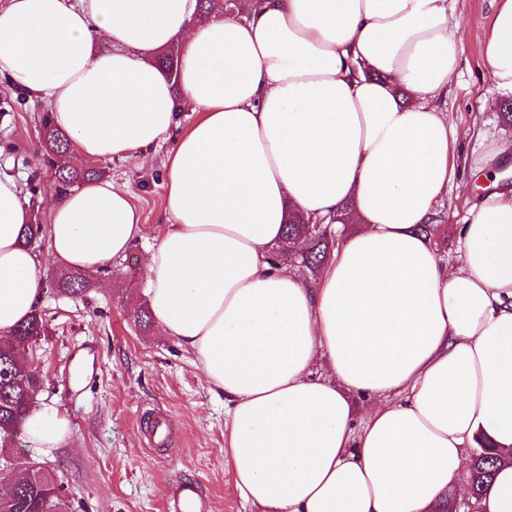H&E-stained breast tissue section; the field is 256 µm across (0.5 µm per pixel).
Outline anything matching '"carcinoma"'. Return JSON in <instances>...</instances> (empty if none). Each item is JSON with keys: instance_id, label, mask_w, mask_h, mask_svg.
Instances as JSON below:
<instances>
[{"instance_id": "cac0c4a2", "label": "carcinoma", "mask_w": 512, "mask_h": 512, "mask_svg": "<svg viewBox=\"0 0 512 512\" xmlns=\"http://www.w3.org/2000/svg\"><path fill=\"white\" fill-rule=\"evenodd\" d=\"M41 137L45 153L52 157L69 150L68 137L57 128L50 116L42 121ZM102 176V171L89 167L79 160L68 163L54 172L56 189L61 194L84 182ZM286 237L303 238L308 247L297 257L299 267L310 273L320 268L330 253L327 234L313 226L299 221L286 225ZM57 291L78 297L91 288V281L81 271L73 270L61 274L54 285ZM45 318L40 308H35L29 319L14 330L12 337L0 340V452L6 453L13 447L14 437L23 426L33 399L41 390L44 375L30 370L21 356L22 345L44 335ZM500 462L495 446L486 439L478 441L470 467L464 481L470 488V498H477L485 482L490 479ZM61 487L53 475L33 469L23 477L15 492L0 497V512H55L61 507Z\"/></svg>"}]
</instances>
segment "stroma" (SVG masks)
<instances>
[{
    "label": "stroma",
    "mask_w": 512,
    "mask_h": 512,
    "mask_svg": "<svg viewBox=\"0 0 512 512\" xmlns=\"http://www.w3.org/2000/svg\"><path fill=\"white\" fill-rule=\"evenodd\" d=\"M504 0H450L468 32L461 63L448 81L445 107L454 123L459 171L437 208L440 226L433 240L444 259L460 261L459 228L468 212L490 194V174L512 188V153L487 157L493 144L512 141L496 103L512 97L492 80L482 36ZM47 108L26 95L0 93V172L21 183L36 181L34 220L48 225L41 193L52 190L44 165L41 119ZM165 148L150 150L145 164L114 159L100 163L105 179L128 186L146 238L112 265L110 278H94L86 296L43 293L40 307L47 333L38 353L44 384L37 400L56 404L73 431L59 448L21 446V461L38 464L56 478L62 500L75 512H164L175 482L196 486L211 512H251L230 488L224 469V400L209 389L191 356L157 329L141 330L137 309L145 301L144 256L151 237L169 221L164 196ZM169 413L170 450L150 447V413Z\"/></svg>",
    "instance_id": "stroma-1"
}]
</instances>
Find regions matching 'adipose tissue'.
Instances as JSON below:
<instances>
[{"label":"adipose tissue","mask_w":512,"mask_h":512,"mask_svg":"<svg viewBox=\"0 0 512 512\" xmlns=\"http://www.w3.org/2000/svg\"><path fill=\"white\" fill-rule=\"evenodd\" d=\"M458 30L448 0H0V81L74 155L137 160L195 115L166 154L146 295L224 399V466L254 512H441L481 435L508 460L476 512H512V192L471 210L459 266L418 230L455 176L436 101ZM172 46L169 77L151 58ZM483 52L512 90V0ZM294 213L354 227L312 286L269 257ZM31 220L0 175V338L39 303L43 257L97 273L145 230L106 180L52 199L46 254L20 243ZM23 428L33 448L71 438L53 404Z\"/></svg>","instance_id":"obj_1"}]
</instances>
